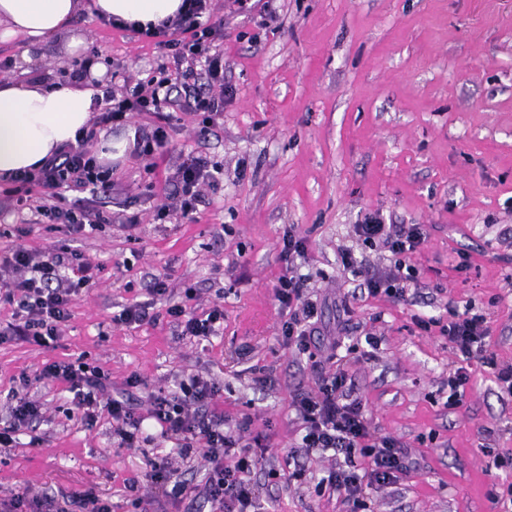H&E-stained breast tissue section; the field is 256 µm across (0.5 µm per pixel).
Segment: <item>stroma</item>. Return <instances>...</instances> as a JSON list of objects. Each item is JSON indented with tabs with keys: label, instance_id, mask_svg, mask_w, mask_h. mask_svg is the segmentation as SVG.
Listing matches in <instances>:
<instances>
[{
	"label": "stroma",
	"instance_id": "stroma-1",
	"mask_svg": "<svg viewBox=\"0 0 512 512\" xmlns=\"http://www.w3.org/2000/svg\"><path fill=\"white\" fill-rule=\"evenodd\" d=\"M213 8L224 19L222 114L204 129L199 117L173 111L154 164L127 154L110 167L111 194L94 198L101 210L136 217L135 227L116 222L71 236L33 223L13 210V182L0 180V254L66 245L104 267L74 300L56 346L0 343V416L20 374L46 362L85 357L117 387L134 373L158 388L199 372L221 386L218 410L249 420L248 436H261L268 466L280 468L300 438L294 397L353 346L356 395L413 464L371 492L373 512H498L488 493L511 485L512 470L492 460L512 454V397L474 359L462 404L445 408L456 356L446 337L414 319L473 307L487 318V350L512 364V247L503 241L512 235V0H247L243 8L213 0ZM74 31L87 43L81 57L62 37L39 47L0 42V60H11V76L57 80L94 59L106 67L102 83L115 87L151 77L161 62L153 43L128 30L83 15ZM189 152L222 167L224 179L196 214L158 220L165 180ZM369 212L428 228L413 259L425 286L407 301L369 296L337 261L345 244L383 265L380 252L351 236ZM292 227L307 240L300 271L324 329L312 360L278 338L273 287ZM462 249L472 267L460 274L452 264ZM157 276L178 294L196 288L201 306L223 307V332L205 341L181 335L162 300L155 322L113 323L123 306L151 300ZM369 333L377 346L366 343ZM255 367L271 384L254 383ZM31 392L44 404L41 442L30 446L24 434L0 453V500L24 483L59 508L90 491L112 512H132L140 449L119 447L109 420L89 431L67 419L60 388ZM255 479L268 512L343 510L313 488L261 472Z\"/></svg>",
	"mask_w": 512,
	"mask_h": 512
}]
</instances>
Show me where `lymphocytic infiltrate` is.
<instances>
[{
	"label": "lymphocytic infiltrate",
	"mask_w": 512,
	"mask_h": 512,
	"mask_svg": "<svg viewBox=\"0 0 512 512\" xmlns=\"http://www.w3.org/2000/svg\"><path fill=\"white\" fill-rule=\"evenodd\" d=\"M183 11L171 25L138 30L137 35L153 41L163 60L173 64L181 75L180 110L199 115L210 123L224 110V56L214 51L215 41L224 31L223 19L213 16L212 0H183ZM106 108L100 124H118L132 112L159 113L171 103L168 79L153 78L116 91L106 89ZM220 170L199 154L188 153L176 169L167 195L168 202L157 213L166 218L170 212L182 215L196 212L206 191L216 189ZM15 208L27 209L44 217L48 223L62 224L75 234H83L111 223L103 210L69 200V193H106L112 189L108 168L84 149H69L48 159L39 169L24 171L14 177ZM358 243L389 254L385 269L375 270L358 261L352 247H340L338 255L344 270L362 281L368 295L404 300L408 292L420 285V272L412 258L425 245L428 233L420 224H387L379 214H366L354 225ZM306 240L295 233L283 238L280 258L282 272L274 296L288 317L281 324L283 343L295 352L310 353V342L320 332L315 302L307 299L304 286L307 275L298 273L294 259L304 256ZM101 265L84 260L79 254L61 246L45 254L23 248L0 259V301L12 309L11 319L0 325V342L13 339L39 346L54 345L60 327L72 316V305L79 293L94 283ZM186 301L167 308L166 313L183 327L182 333L201 340L218 335L224 310L213 306L197 310L189 304L193 288H186ZM450 318L440 332L461 361L448 374L447 404L457 407L470 381L465 364L472 358L482 359L492 370L500 389L512 396V364L498 363L489 353L484 314L450 310ZM353 363L348 356L337 357L331 368L319 371L312 389L295 396L292 408L302 431L296 451L286 458L293 469L289 476L304 484L309 475L299 456L332 452L335 467L318 479V490H329L341 497L348 512H366L367 496L379 487L391 484L410 470L399 442L381 434L368 415L361 398L353 394ZM47 381L63 385L70 395V416L85 429H93L101 418H109L119 437L120 447L138 443L144 419L150 418L160 428L180 455L198 452L205 463L202 489L211 512H259L261 493L254 480L259 459L253 446L246 442L244 424H231L219 413L216 402L221 396L218 383L198 374L182 378L170 390L151 392L148 415H141L135 390L144 388L138 375L125 381L124 389L113 391L108 372L82 360L54 361L21 375L19 387L13 388L6 418H0V450L17 445L19 435L35 430L42 418V405L34 400L32 382ZM145 476L148 485L172 503L191 496L193 488L179 480L178 470L166 455L146 456Z\"/></svg>",
	"instance_id": "1"
}]
</instances>
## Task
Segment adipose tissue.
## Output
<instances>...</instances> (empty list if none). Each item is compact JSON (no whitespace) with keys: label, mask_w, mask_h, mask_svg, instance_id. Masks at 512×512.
<instances>
[{"label":"adipose tissue","mask_w":512,"mask_h":512,"mask_svg":"<svg viewBox=\"0 0 512 512\" xmlns=\"http://www.w3.org/2000/svg\"><path fill=\"white\" fill-rule=\"evenodd\" d=\"M183 0H0V42L46 43L81 14L145 28L171 23ZM103 97L91 84L0 81V179L77 145Z\"/></svg>","instance_id":"adipose-tissue-1"}]
</instances>
